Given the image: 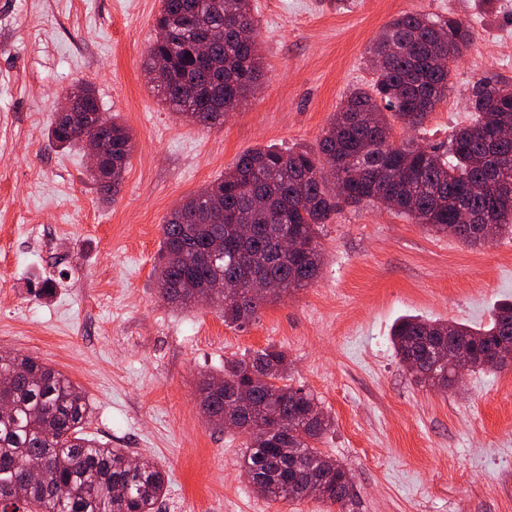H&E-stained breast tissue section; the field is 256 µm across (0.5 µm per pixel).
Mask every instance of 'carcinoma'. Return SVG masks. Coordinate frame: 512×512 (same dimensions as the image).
Listing matches in <instances>:
<instances>
[{
  "mask_svg": "<svg viewBox=\"0 0 512 512\" xmlns=\"http://www.w3.org/2000/svg\"><path fill=\"white\" fill-rule=\"evenodd\" d=\"M251 23L244 40L231 21ZM157 35L144 69L162 103L186 121L214 127L224 123L225 105L238 106L261 72L258 31L251 0H162ZM212 43L208 67H196L194 40ZM474 32L454 16L407 12L372 42V82L350 90L314 149L282 151L254 147L234 165L188 196L162 224L159 293L175 306L197 303L199 286L218 278L228 292L212 300L224 324L241 328L256 319L264 297L250 296L251 282L273 276L283 283L278 299L308 286L323 262L324 224L343 206L380 204L441 233L450 224L470 246L512 235V194L498 182H512V141L497 132L512 130V86L482 80L469 93L474 119L456 129L443 149L391 140L394 123L417 128L451 87V67L473 41ZM447 58L437 70L432 61ZM167 66L155 69L157 58ZM75 111H56L49 139L62 149L79 148L102 137L110 150L92 175L105 198L117 193L129 165L133 142L121 123L92 117L99 100L89 85L75 86ZM250 224L254 238L241 241L236 225ZM286 233L299 236L307 250L279 252ZM512 341V301L496 304L484 326L448 323L407 315L392 328L391 342L406 366L453 344L468 351L472 366L494 371V354ZM288 357L268 346L224 362L220 377L199 382L201 406L218 427L242 433L251 428L241 465L254 475L271 501L286 499L285 481L295 475L331 487L323 501L347 512L352 503L349 471L317 448L332 419L313 394L288 384ZM0 512H156L166 494L168 474L156 464L132 462L122 448H110L85 432L91 405L62 372L29 356L0 351ZM419 382L448 387L449 371L437 365ZM251 393L247 408L227 410L238 391ZM295 420L288 436L261 437L268 414ZM44 463L46 479L32 483L25 469Z\"/></svg>",
  "mask_w": 512,
  "mask_h": 512,
  "instance_id": "1",
  "label": "carcinoma"
}]
</instances>
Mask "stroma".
<instances>
[{
    "label": "stroma",
    "mask_w": 512,
    "mask_h": 512,
    "mask_svg": "<svg viewBox=\"0 0 512 512\" xmlns=\"http://www.w3.org/2000/svg\"><path fill=\"white\" fill-rule=\"evenodd\" d=\"M161 0H0V351L60 370L87 394L91 436L166 471L162 512H338L271 501L244 475V439L216 428L198 383L273 345L293 386L334 425L320 447L351 473L354 512H512V368L441 389L396 356L402 316L487 324L512 298V239L473 247L385 208L327 221L315 282L264 304L248 327L158 293L162 224L244 150L315 148L349 89L369 84L370 42L400 14L454 15L474 39L417 130L447 144L481 79L512 83V0H252L262 74L223 125L183 122L142 63ZM90 84L134 144L112 202L84 149L48 138L60 95ZM51 281V294L36 291Z\"/></svg>",
    "instance_id": "35a3bbf8"
}]
</instances>
